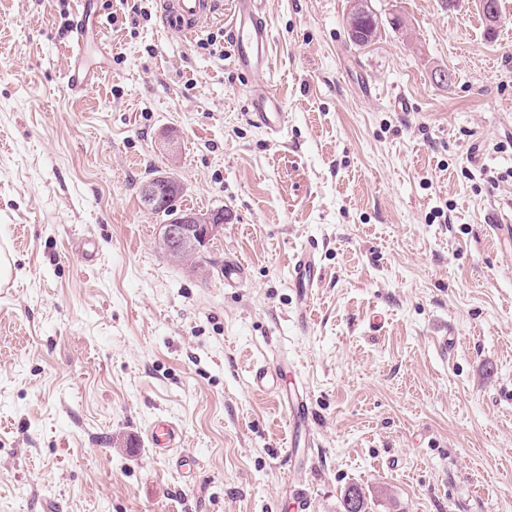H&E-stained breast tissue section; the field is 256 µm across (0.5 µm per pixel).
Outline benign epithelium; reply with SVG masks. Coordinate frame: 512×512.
<instances>
[{
    "mask_svg": "<svg viewBox=\"0 0 512 512\" xmlns=\"http://www.w3.org/2000/svg\"><path fill=\"white\" fill-rule=\"evenodd\" d=\"M176 187L171 183L148 181L141 187L147 205L157 206L174 199ZM224 211L218 210L206 217L184 214L157 227V242L170 260L187 262L203 255L213 238L223 232Z\"/></svg>",
    "mask_w": 512,
    "mask_h": 512,
    "instance_id": "1",
    "label": "benign epithelium"
}]
</instances>
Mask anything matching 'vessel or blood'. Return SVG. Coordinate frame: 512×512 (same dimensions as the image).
Here are the masks:
<instances>
[{
  "mask_svg": "<svg viewBox=\"0 0 512 512\" xmlns=\"http://www.w3.org/2000/svg\"><path fill=\"white\" fill-rule=\"evenodd\" d=\"M221 0H162V17L168 31L182 37L193 36L199 23L211 16ZM265 0H231V57L242 74L254 75L269 64L271 30L263 12ZM89 10H82L71 41L70 66L66 72L70 89L80 91L94 84L102 74L101 65L91 63V43L100 42V34L89 28ZM250 120L269 137L279 138L285 123V113L279 97L267 87L256 88L251 96ZM293 284L300 300L301 312H308L313 288L321 274L312 252L301 251L292 266ZM251 381L259 391L272 392L278 397L288 419V444L297 446L306 432L312 410L305 389L288 388L284 384L283 365L262 362L251 370ZM153 451L165 455L177 447L181 439L179 427L169 419L156 418L145 431Z\"/></svg>",
  "mask_w": 512,
  "mask_h": 512,
  "instance_id": "vessel-or-blood-1",
  "label": "vessel or blood"
}]
</instances>
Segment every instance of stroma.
I'll return each mask as SVG.
<instances>
[{
	"label": "stroma",
	"instance_id": "obj_1",
	"mask_svg": "<svg viewBox=\"0 0 512 512\" xmlns=\"http://www.w3.org/2000/svg\"><path fill=\"white\" fill-rule=\"evenodd\" d=\"M133 4L97 0L112 67L74 93L80 0H0V512H342L351 488L366 512H512V247L488 228L512 217V0L492 30L478 0H370L365 47L350 0H267L248 77L197 45L226 13L187 41ZM264 85L276 142L248 115ZM159 175L178 209L224 212L201 261L158 246ZM263 359L298 372L315 447L253 390ZM158 416L193 478L142 443ZM353 6L354 10L352 11L351 7L346 20L348 39L356 46H365L371 43L378 34V18L370 8L372 13L359 14L368 12L369 1L367 0H353ZM353 33L357 38L353 36ZM176 193L177 189L171 183L148 181L141 187V194L148 206H157L173 200ZM292 278L294 288L300 300V316L302 321L306 319L310 308L312 289L316 288L321 274L314 254L308 250L301 251L292 266Z\"/></svg>",
	"mask_w": 512,
	"mask_h": 512
}]
</instances>
